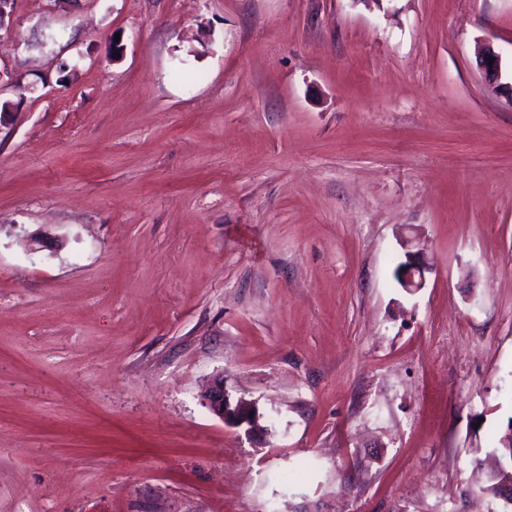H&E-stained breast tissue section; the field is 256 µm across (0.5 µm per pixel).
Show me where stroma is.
Wrapping results in <instances>:
<instances>
[{
    "mask_svg": "<svg viewBox=\"0 0 512 512\" xmlns=\"http://www.w3.org/2000/svg\"><path fill=\"white\" fill-rule=\"evenodd\" d=\"M11 9L0 512H502L512 0ZM430 270L429 264L419 251H408L405 266L400 271L402 288L412 292L424 286L425 273ZM208 409L225 424L243 429L245 434L252 433L260 418L255 402L244 398L232 400L224 390V383H215L204 396ZM253 413V416H250Z\"/></svg>",
    "mask_w": 512,
    "mask_h": 512,
    "instance_id": "35a3bbf8",
    "label": "stroma"
}]
</instances>
